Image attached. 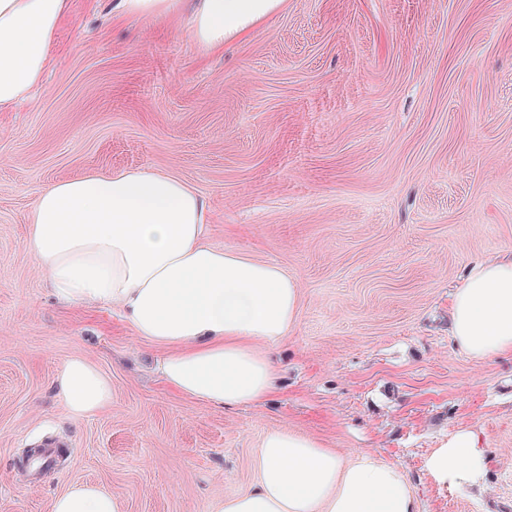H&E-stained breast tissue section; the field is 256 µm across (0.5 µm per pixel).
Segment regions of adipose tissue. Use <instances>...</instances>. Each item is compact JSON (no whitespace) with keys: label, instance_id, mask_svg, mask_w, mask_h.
I'll return each instance as SVG.
<instances>
[{"label":"adipose tissue","instance_id":"ef3b65f1","mask_svg":"<svg viewBox=\"0 0 512 512\" xmlns=\"http://www.w3.org/2000/svg\"><path fill=\"white\" fill-rule=\"evenodd\" d=\"M288 0H190L188 36L208 52L245 39ZM68 0H0V110L28 99L51 62ZM208 209L190 186L148 169L88 174L36 197L28 243L38 270L65 305L119 307L135 336L164 348V383L197 401H265L275 369L265 349L294 324L299 283L276 265L205 241ZM449 334L470 358L512 354V253L470 270L450 301ZM74 418L112 398V384L82 357L57 372ZM482 433L463 427L426 462L440 485L479 484L488 458ZM257 481L215 512H421L404 471L375 455H341L285 430L267 433ZM52 512H120L92 483L58 495Z\"/></svg>","mask_w":512,"mask_h":512}]
</instances>
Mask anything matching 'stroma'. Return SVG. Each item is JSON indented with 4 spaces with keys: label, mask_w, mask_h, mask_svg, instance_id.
Masks as SVG:
<instances>
[{
    "label": "stroma",
    "mask_w": 512,
    "mask_h": 512,
    "mask_svg": "<svg viewBox=\"0 0 512 512\" xmlns=\"http://www.w3.org/2000/svg\"><path fill=\"white\" fill-rule=\"evenodd\" d=\"M188 25L69 0L43 86L0 112V512L77 482L122 512H213L278 429L399 465L421 512H512V355L448 334L471 266L512 251V0H288L219 53ZM136 168L206 199L211 244L298 281L267 401L177 393L119 308L62 305L37 270L38 193ZM75 356L112 380L82 419L54 385ZM462 427L486 439L480 491L425 468Z\"/></svg>",
    "instance_id": "35a3bbf8"
}]
</instances>
